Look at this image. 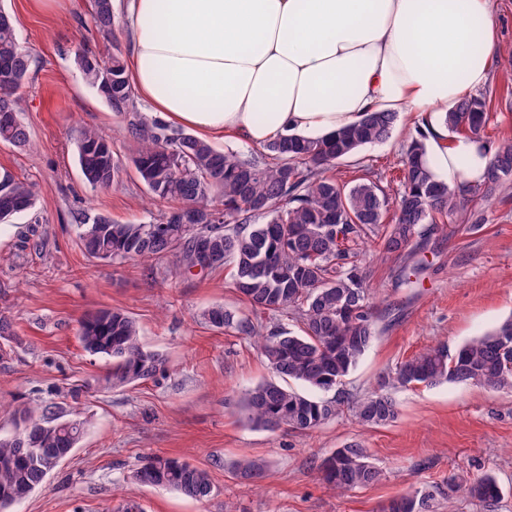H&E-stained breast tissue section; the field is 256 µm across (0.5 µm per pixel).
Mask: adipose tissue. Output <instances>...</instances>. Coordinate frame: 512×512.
Segmentation results:
<instances>
[{"label": "adipose tissue", "instance_id": "1", "mask_svg": "<svg viewBox=\"0 0 512 512\" xmlns=\"http://www.w3.org/2000/svg\"><path fill=\"white\" fill-rule=\"evenodd\" d=\"M126 23L132 88L199 137L262 147L415 112L440 179L483 178L489 151L449 141L434 115L489 83L493 0H127Z\"/></svg>", "mask_w": 512, "mask_h": 512}]
</instances>
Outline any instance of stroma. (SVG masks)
Listing matches in <instances>:
<instances>
[{
  "mask_svg": "<svg viewBox=\"0 0 512 512\" xmlns=\"http://www.w3.org/2000/svg\"><path fill=\"white\" fill-rule=\"evenodd\" d=\"M115 29L103 39L88 0L52 12L30 0H0L32 57L18 91L19 116L31 146L0 142V172L34 182L36 216L14 218L0 234V315L22 337L0 360V403H71L68 388L88 385L81 397L85 434L14 512H117L129 496L143 512H380L392 498L445 486L449 476H495L501 499L494 512H512V393L444 383L395 386L394 421L369 427L343 416L314 432L270 433L249 425L239 400L245 389L270 379L253 341L213 328L201 314L215 304L246 311L228 272L173 276L169 258L110 264L77 244L76 214H103L119 223L147 224L162 207L146 202L134 171L118 184L91 189L77 164L81 128L97 129L119 158L127 156L123 123L83 80L74 50L84 45L100 58L127 56L125 0H112ZM498 43L487 89L495 102L486 134L512 137V0H495ZM414 116L399 120L388 141L342 162L352 176L369 171L389 193L400 189L401 160L416 134ZM477 231L463 221L439 225L431 237L422 286L403 315L379 333L347 377V392L377 388L396 365L438 343L456 348L512 316V182L484 212ZM118 308L139 323L144 344L164 366L152 379L96 390L111 364L88 355L78 340L80 319ZM357 441L381 471L379 481L345 495L317 476L323 457ZM161 453L208 469L215 491L199 502L179 492L127 479L141 460ZM248 457L268 471L258 482L233 476L231 462Z\"/></svg>",
  "mask_w": 512,
  "mask_h": 512,
  "instance_id": "35a3bbf8",
  "label": "stroma"
}]
</instances>
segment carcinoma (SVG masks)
Segmentation results:
<instances>
[{
	"mask_svg": "<svg viewBox=\"0 0 512 512\" xmlns=\"http://www.w3.org/2000/svg\"><path fill=\"white\" fill-rule=\"evenodd\" d=\"M90 7L96 29L112 34V0H90ZM31 62L17 39L13 17L0 9V142L19 147L30 143V134L18 116L15 94L27 80ZM75 63L84 81L125 123L127 159L149 199L170 204L149 224H120L105 215L79 219L84 253L113 264L171 256L181 274L233 269V288L250 314L216 304L203 318L214 328L252 339L277 377L243 393L240 412L252 426L310 432L346 413L368 426L393 421L397 406L390 394L380 390L353 397L342 388L371 347L378 322L401 308L380 310L370 301L363 267L366 248L378 243L383 254L400 261L393 269L397 287L415 288L437 222L470 207L469 229L480 228V211L512 179V137L493 143L485 134L490 100L470 95L441 115L449 131L494 146L480 183L452 186L435 178L421 132L402 161L401 190L391 198L365 173L345 179L332 170L363 148L389 140L398 124L396 112L368 111L328 138L280 136L265 146L261 159H241L138 111L121 56L103 61L80 49ZM78 162L93 188L111 186L125 170L111 143L92 128L80 131ZM37 199L35 184L0 173V224L34 212ZM263 314H286L301 327L265 331ZM78 339L86 353L111 361V371L102 379L105 388L151 379L164 363L161 354L143 344L136 319L122 310L86 315ZM395 378L401 384L457 383L512 392V318L451 353L437 345L414 354L396 367ZM330 391V399L313 396ZM4 413L11 429L0 435V512H12L48 477L34 449L73 453L85 421L79 412L66 413L51 403L35 408L20 402L7 411L0 405V415ZM231 468L245 481L265 473L264 464L249 458ZM318 470L340 494L381 477L368 449L359 444L335 449ZM132 478L199 502L213 492L207 469L172 456L147 457ZM460 494L485 509L498 500L500 488L490 475L469 483L450 477L440 492L448 501ZM382 512H434L433 497L426 492L403 495Z\"/></svg>",
	"mask_w": 512,
	"mask_h": 512,
	"instance_id": "cac0c4a2",
	"label": "carcinoma"
}]
</instances>
